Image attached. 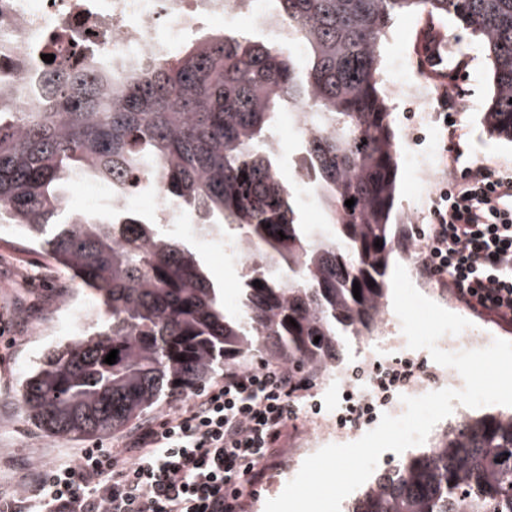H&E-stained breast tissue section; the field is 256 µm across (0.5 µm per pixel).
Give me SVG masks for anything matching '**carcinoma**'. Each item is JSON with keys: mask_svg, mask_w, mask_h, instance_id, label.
Here are the masks:
<instances>
[{"mask_svg": "<svg viewBox=\"0 0 512 512\" xmlns=\"http://www.w3.org/2000/svg\"><path fill=\"white\" fill-rule=\"evenodd\" d=\"M274 3L304 54L226 30L116 83L94 65L50 63L27 112L0 90V223L45 249L107 313L99 332L48 352L25 380L24 405L44 431L112 433L164 393L257 355L326 375L348 342L376 332L400 235L380 76L394 17L448 15L478 38L493 88L482 122L512 142V0ZM297 106L312 126L302 171L327 224L301 223L272 144L281 111ZM82 177L117 204L70 209L68 187ZM141 187L192 211L199 232L221 225L246 244L239 311L225 310L183 240L118 204ZM349 512H512V413L461 418L433 449L379 473Z\"/></svg>", "mask_w": 512, "mask_h": 512, "instance_id": "cac0c4a2", "label": "carcinoma"}]
</instances>
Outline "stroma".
I'll return each instance as SVG.
<instances>
[{"instance_id": "stroma-1", "label": "stroma", "mask_w": 512, "mask_h": 512, "mask_svg": "<svg viewBox=\"0 0 512 512\" xmlns=\"http://www.w3.org/2000/svg\"><path fill=\"white\" fill-rule=\"evenodd\" d=\"M423 23V18L416 15L394 21L381 48L384 84L397 83L406 74L421 73L423 58L413 53L412 46ZM442 23L446 37L455 48L454 58L462 64L455 83L459 93L455 118L464 134L469 157L474 161L495 162L501 169L512 172V142L490 137L481 120L480 112L492 91L487 60L471 31L449 17L443 18ZM396 59L401 60V69L393 68ZM439 94V89H432L428 101L421 106L420 125L424 136L415 145L434 164L426 187L414 188L407 163L399 165L396 211L401 223L400 248L406 253L416 247L410 222L427 217L442 178ZM422 292L448 311L471 321L476 332L512 341V325L473 312L431 283H423ZM91 305V298L78 292L69 272L52 261L45 251L23 247L12 230L0 232V488L18 490L29 486L43 464L74 457L80 449L97 444L119 448L127 437L123 430L95 440L57 437L39 429L24 409L21 389L25 378L49 350L88 334L85 312ZM310 393L309 402L301 404L297 419L288 428L279 465L266 468L264 477L255 484V495L247 512H264L266 501L282 493L298 473L302 465L298 450L310 437L326 434L341 437L346 443L353 442L351 431L336 424L335 385L315 380Z\"/></svg>"}]
</instances>
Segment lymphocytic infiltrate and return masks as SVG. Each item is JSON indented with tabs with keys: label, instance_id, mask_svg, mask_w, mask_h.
Wrapping results in <instances>:
<instances>
[{
	"label": "lymphocytic infiltrate",
	"instance_id": "obj_1",
	"mask_svg": "<svg viewBox=\"0 0 512 512\" xmlns=\"http://www.w3.org/2000/svg\"><path fill=\"white\" fill-rule=\"evenodd\" d=\"M449 171L416 227L420 276L456 301L512 323V214L495 204L507 175L468 161L456 121L445 122ZM422 365L395 359L369 373L374 389L400 391ZM310 389L307 376L266 361L232 367L196 389L177 412L131 432L120 448H87L41 472L32 498L2 499L0 512H243L245 476L279 458L288 424Z\"/></svg>",
	"mask_w": 512,
	"mask_h": 512
}]
</instances>
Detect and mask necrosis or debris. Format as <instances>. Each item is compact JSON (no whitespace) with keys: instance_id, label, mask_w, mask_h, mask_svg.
<instances>
[{"instance_id":"necrosis-or-debris-1","label":"necrosis or debris","mask_w":512,"mask_h":512,"mask_svg":"<svg viewBox=\"0 0 512 512\" xmlns=\"http://www.w3.org/2000/svg\"><path fill=\"white\" fill-rule=\"evenodd\" d=\"M255 0H0V45H9L20 68L0 69V86L28 111L37 97L43 55L60 62L103 59L110 76L148 69L171 55L176 38L204 21L236 24Z\"/></svg>"}]
</instances>
